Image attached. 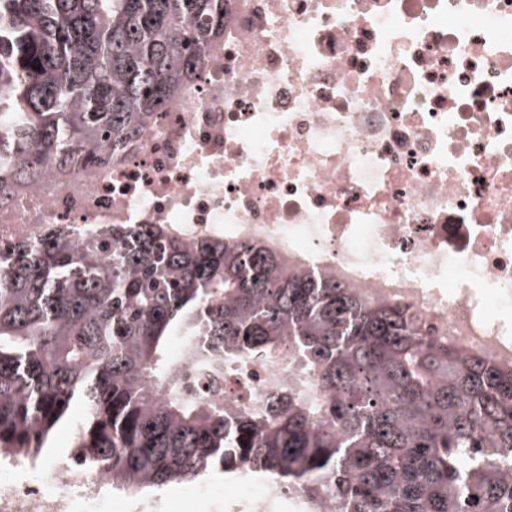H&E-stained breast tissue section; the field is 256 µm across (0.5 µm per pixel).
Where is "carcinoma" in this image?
<instances>
[{"instance_id": "cac0c4a2", "label": "carcinoma", "mask_w": 512, "mask_h": 512, "mask_svg": "<svg viewBox=\"0 0 512 512\" xmlns=\"http://www.w3.org/2000/svg\"><path fill=\"white\" fill-rule=\"evenodd\" d=\"M223 34L224 0H0V204L141 134ZM285 351L259 405L185 385ZM77 404L71 464L123 491L216 469L273 476L309 512H512V367L249 240L96 224L77 244L62 224L0 252V461L41 459Z\"/></svg>"}]
</instances>
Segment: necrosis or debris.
Returning a JSON list of instances; mask_svg holds the SVG:
<instances>
[{"label": "necrosis or debris", "mask_w": 512, "mask_h": 512, "mask_svg": "<svg viewBox=\"0 0 512 512\" xmlns=\"http://www.w3.org/2000/svg\"><path fill=\"white\" fill-rule=\"evenodd\" d=\"M145 127L104 164L16 186L0 247L59 224L252 239L512 366V0H224L223 36ZM280 373L253 357L187 387L256 405ZM10 468L0 512L112 494L108 467Z\"/></svg>", "instance_id": "obj_1"}]
</instances>
